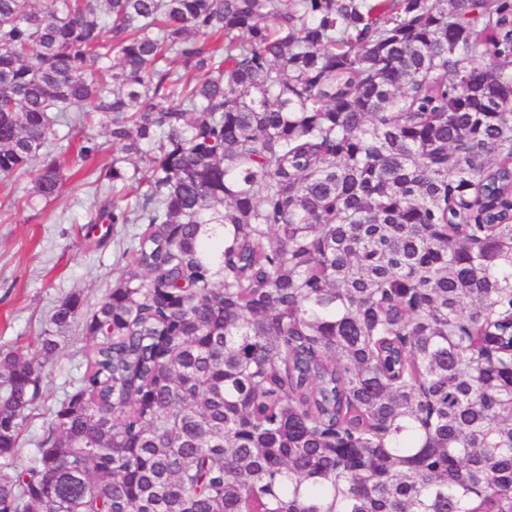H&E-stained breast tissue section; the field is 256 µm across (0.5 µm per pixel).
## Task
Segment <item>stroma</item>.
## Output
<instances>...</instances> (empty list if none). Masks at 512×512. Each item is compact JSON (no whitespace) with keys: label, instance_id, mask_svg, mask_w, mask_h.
<instances>
[{"label":"stroma","instance_id":"obj_1","mask_svg":"<svg viewBox=\"0 0 512 512\" xmlns=\"http://www.w3.org/2000/svg\"><path fill=\"white\" fill-rule=\"evenodd\" d=\"M53 146H66L64 184L58 197L29 208L26 176L0 180V353H35L53 308L66 295L81 298V318L61 353L44 369L42 397L28 413L15 463L28 464L37 440L71 384L85 369L91 341L84 325L132 262L133 224L90 229L87 216L103 198L100 169L112 161V144L103 126L81 127L59 122ZM93 136L103 150L80 162L75 149Z\"/></svg>","mask_w":512,"mask_h":512}]
</instances>
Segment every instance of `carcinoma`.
Here are the masks:
<instances>
[{
    "label": "carcinoma",
    "mask_w": 512,
    "mask_h": 512,
    "mask_svg": "<svg viewBox=\"0 0 512 512\" xmlns=\"http://www.w3.org/2000/svg\"><path fill=\"white\" fill-rule=\"evenodd\" d=\"M58 112L139 229L0 512H512V0H0L30 206ZM80 310L0 355V469Z\"/></svg>",
    "instance_id": "carcinoma-1"
}]
</instances>
